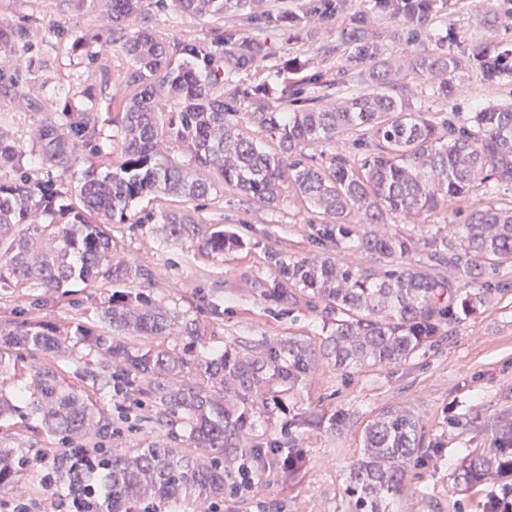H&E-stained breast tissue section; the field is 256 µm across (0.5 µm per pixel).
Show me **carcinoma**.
I'll list each match as a JSON object with an SVG mask.
<instances>
[{
    "mask_svg": "<svg viewBox=\"0 0 512 512\" xmlns=\"http://www.w3.org/2000/svg\"><path fill=\"white\" fill-rule=\"evenodd\" d=\"M80 2L89 10L108 7L112 43L131 63L116 77L135 91L112 119L123 161L102 175L87 159L71 199L52 172L65 173L81 148L99 140L89 113H43L27 151L0 132V290L37 286L55 293L69 282L140 279V270L116 259L106 224L124 222L145 195L201 200L226 184L268 205L293 189L325 218L322 238L338 245L348 239L349 248L371 258L361 265L330 255L270 257L279 278L261 295L287 302L298 291L329 316L335 324L329 353L339 368L405 362L494 292L482 280L483 269L512 261V205L496 201L500 191L512 190V101L496 96L512 80V43L466 47L451 27L434 32L450 0H302L280 14L299 35L343 18L336 48L327 49L338 53L336 73L311 75L283 112L259 87L236 84L240 73L263 68L271 50L265 37L242 33L232 18L265 20L267 0H172L180 12L218 24L209 40L196 44L145 27L127 29L142 0ZM474 2L487 28L503 14L512 17V0ZM384 19L392 23L385 30L378 27ZM390 42L406 46L404 63L392 57ZM473 76L492 97L461 118L453 101ZM419 86L442 108L423 105ZM241 99L278 151L263 149L240 124ZM344 134L356 151L336 147ZM313 145L322 147L317 156L306 153ZM176 155L188 157L194 172L175 162ZM29 161L45 169L47 179L29 178ZM439 208L448 212L451 239L426 242L425 261L413 257L410 239L377 229L390 215L416 217ZM162 230L180 237L197 231L198 223L180 210L164 215ZM202 236L201 248L216 254L236 244L222 231ZM442 266L452 275L442 274ZM463 281L468 290L462 294ZM101 323L105 332L85 331L84 341L112 364L116 395L147 399L157 409L156 422L179 423L182 434L133 451L106 449L103 497L86 479V464L71 461L79 512H167L173 501L194 499L217 507L224 494L237 491L242 462L258 470L282 458L277 441L248 447L241 441L257 404L270 412L280 407L273 383L292 388L308 367L302 344L290 342L282 353L206 356L202 323L156 305L141 289L108 297ZM68 336L37 321L0 325V376L17 370L20 351L60 352ZM26 388L30 412L51 433L121 439L120 429L50 364H31ZM16 416L25 414L0 391V421ZM362 443L346 486L354 512H389L411 460L428 457L429 448L419 423L400 409L374 418ZM502 463L500 449L489 448L473 455L460 475L481 481ZM30 467L24 449L0 448V490H21Z\"/></svg>",
    "mask_w": 512,
    "mask_h": 512,
    "instance_id": "carcinoma-1",
    "label": "carcinoma"
}]
</instances>
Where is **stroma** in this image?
<instances>
[{"instance_id":"obj_1","label":"stroma","mask_w":512,"mask_h":512,"mask_svg":"<svg viewBox=\"0 0 512 512\" xmlns=\"http://www.w3.org/2000/svg\"><path fill=\"white\" fill-rule=\"evenodd\" d=\"M264 25L272 51L264 70L240 75L239 83H267L276 98L290 96V81L279 70L288 59L304 63L305 74H331L335 57L327 49L336 43L337 21L317 27L314 36L296 37L282 25L281 0H269ZM26 24L14 49L0 50V131L22 147H30L43 113L61 111L64 104L90 109L103 135H111V118L129 87L103 85L102 74L123 63L112 45V19L88 11L79 0H0V27ZM131 27H147L191 42L209 38L211 21L185 16L173 6L144 0ZM454 27L467 43L512 40V17L502 16L492 29L480 25L471 0H457L438 30ZM87 39L85 49L72 46V32ZM31 60V70H15V53ZM194 209L203 230L234 234L239 247L221 254L200 249L199 238H171L162 233L165 213ZM320 214L297 195L284 191L277 205L268 206L238 190L222 186L207 199L192 203L172 197L148 196L131 210L130 221L111 226L116 254L126 265L140 269L136 287L150 292L162 306L198 319L206 328L205 350L249 353L258 343L277 348L291 340L307 346L310 367L294 387L278 386L286 413L257 418L249 440L294 442L300 465L285 475L277 463L255 472L251 484L225 496L223 512H350L345 494L350 467L362 452V434L379 414L406 408L418 419L429 460L412 464V478L396 496L394 512H487L497 481L464 485L456 480L469 453L498 447L512 456V263L488 269L494 292L489 301L458 323L442 327L433 343L408 361L358 369L336 368L327 358L324 341L332 323L314 311L305 296L275 303L261 294L277 271L271 253L302 257L342 253L367 263L365 254L338 250L320 238ZM118 286L99 279L71 285L67 294L45 295L42 289L0 292V322L34 320L65 329L98 324L100 305ZM46 360L66 384L77 387L99 411L121 428L129 448L157 436L149 419L150 404L134 405L113 397L106 380L104 359L77 341L66 352ZM342 424L331 428V417ZM111 438L61 440L51 436L38 416L0 423V445L24 448L33 462L24 480L21 501L31 512H57L71 484L56 476L42 481L44 472L69 448L95 451L111 446Z\"/></svg>"}]
</instances>
